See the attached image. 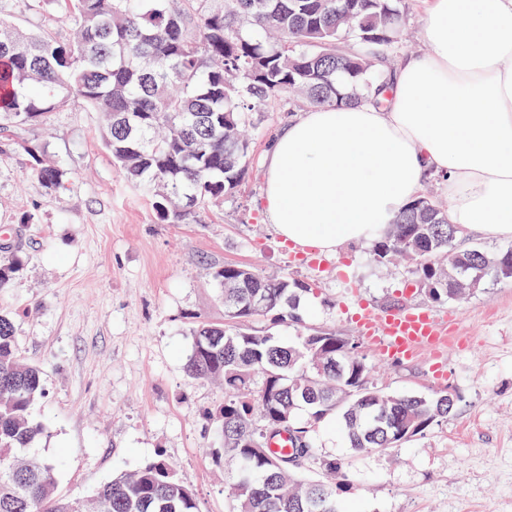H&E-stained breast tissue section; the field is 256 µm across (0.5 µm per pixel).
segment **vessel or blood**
I'll list each match as a JSON object with an SVG mask.
<instances>
[{"label":"vessel or blood","mask_w":512,"mask_h":512,"mask_svg":"<svg viewBox=\"0 0 512 512\" xmlns=\"http://www.w3.org/2000/svg\"><path fill=\"white\" fill-rule=\"evenodd\" d=\"M354 319L362 339L385 358L438 351L450 335L446 324L425 310L380 314L358 304Z\"/></svg>","instance_id":"b4317fda"}]
</instances>
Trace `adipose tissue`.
<instances>
[{"mask_svg":"<svg viewBox=\"0 0 512 512\" xmlns=\"http://www.w3.org/2000/svg\"><path fill=\"white\" fill-rule=\"evenodd\" d=\"M428 50L406 57L377 107L301 113L264 156L275 235L336 255L439 177L459 233L512 239V0H429Z\"/></svg>","mask_w":512,"mask_h":512,"instance_id":"obj_1","label":"adipose tissue"}]
</instances>
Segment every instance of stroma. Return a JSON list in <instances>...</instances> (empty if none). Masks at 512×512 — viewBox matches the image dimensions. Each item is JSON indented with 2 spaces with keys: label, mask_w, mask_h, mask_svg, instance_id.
<instances>
[{
  "label": "stroma",
  "mask_w": 512,
  "mask_h": 512,
  "mask_svg": "<svg viewBox=\"0 0 512 512\" xmlns=\"http://www.w3.org/2000/svg\"><path fill=\"white\" fill-rule=\"evenodd\" d=\"M394 62L424 50L423 0H402ZM48 0H0V17L29 29L55 24ZM295 118L272 108L251 130V175L200 222L163 224L113 166L99 136L100 116L75 102L42 124L14 130L68 171L46 189L23 151L0 154V243L21 229L23 265L0 291L23 356L40 366L47 394L33 409L43 433L31 456L57 461L61 494L88 497L112 476L164 455L191 487L201 512H233L238 462L219 448L217 384L191 377L190 328L224 320L211 277L225 264L253 265L310 284L303 319L357 337L347 294L383 312L428 310L451 322L456 338L442 353L446 378L422 354L387 360L360 353L374 386L432 396L449 391L454 410L421 438L371 455L354 454L337 420L318 425V460L303 469L324 479L333 459L351 485L340 512H512V280L489 281L466 299L431 302L412 262L383 267L372 245L349 246L313 265L299 259L265 222L264 154ZM31 223H24V216Z\"/></svg>",
  "instance_id": "obj_1"
}]
</instances>
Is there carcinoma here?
Wrapping results in <instances>:
<instances>
[{
    "instance_id": "cac0c4a2",
    "label": "carcinoma",
    "mask_w": 512,
    "mask_h": 512,
    "mask_svg": "<svg viewBox=\"0 0 512 512\" xmlns=\"http://www.w3.org/2000/svg\"><path fill=\"white\" fill-rule=\"evenodd\" d=\"M59 22L77 36L62 42L0 17V131L39 124L81 101L101 114L100 136L113 165L148 198L157 217L184 223L224 201L250 171L242 127L274 104L351 105L386 83L388 47L397 37L398 0H57ZM48 190L67 170L49 155L14 144ZM457 228L440 204L421 196L375 244L378 262L415 263L433 302L458 301L448 261L478 284L512 275V248L456 245ZM21 266L0 258V291ZM225 321L191 329L187 365L196 378L224 385L217 416L220 452L237 460L235 512H338L341 482L304 479L299 466L318 455L311 428L337 418L349 448L370 454L425 435L455 402L394 394L373 386L358 342L305 326L297 297L308 284L250 266L214 270ZM289 321L283 343L251 323ZM43 373L22 355L11 319L0 314V512H199L193 490L159 454L120 473L91 499L56 491L57 464L26 450L42 432L32 410L45 397ZM288 432L295 451L266 450V435Z\"/></svg>"
}]
</instances>
